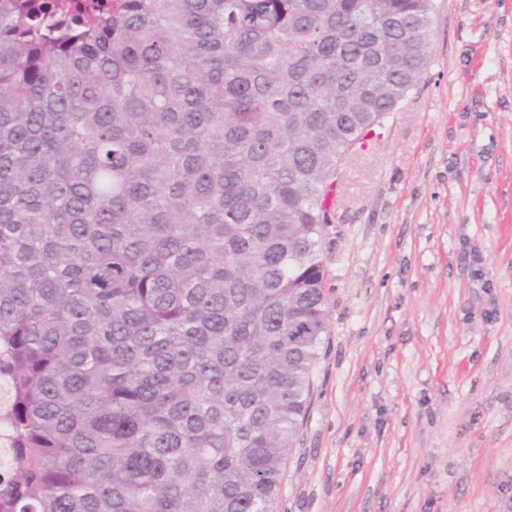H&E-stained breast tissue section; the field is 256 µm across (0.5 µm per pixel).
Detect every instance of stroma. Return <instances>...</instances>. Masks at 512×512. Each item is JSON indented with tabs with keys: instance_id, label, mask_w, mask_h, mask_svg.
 I'll list each match as a JSON object with an SVG mask.
<instances>
[{
	"instance_id": "obj_1",
	"label": "stroma",
	"mask_w": 512,
	"mask_h": 512,
	"mask_svg": "<svg viewBox=\"0 0 512 512\" xmlns=\"http://www.w3.org/2000/svg\"><path fill=\"white\" fill-rule=\"evenodd\" d=\"M431 5L422 79L340 165L279 512H512V0Z\"/></svg>"
}]
</instances>
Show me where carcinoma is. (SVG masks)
<instances>
[{
    "instance_id": "carcinoma-1",
    "label": "carcinoma",
    "mask_w": 512,
    "mask_h": 512,
    "mask_svg": "<svg viewBox=\"0 0 512 512\" xmlns=\"http://www.w3.org/2000/svg\"><path fill=\"white\" fill-rule=\"evenodd\" d=\"M0 0V512H277L329 181L430 0Z\"/></svg>"
}]
</instances>
